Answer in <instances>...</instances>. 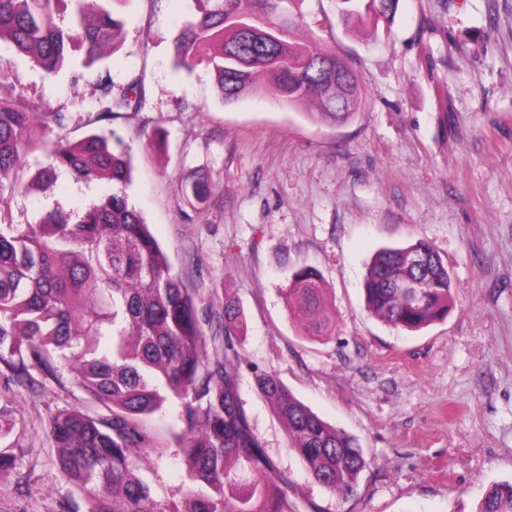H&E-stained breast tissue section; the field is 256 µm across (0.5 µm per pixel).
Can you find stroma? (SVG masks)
I'll return each mask as SVG.
<instances>
[{
  "instance_id": "obj_1",
  "label": "stroma",
  "mask_w": 512,
  "mask_h": 512,
  "mask_svg": "<svg viewBox=\"0 0 512 512\" xmlns=\"http://www.w3.org/2000/svg\"><path fill=\"white\" fill-rule=\"evenodd\" d=\"M112 10L122 46L93 67L75 44L52 76L1 47L0 96L68 113L76 140L98 73L119 85L141 78L140 110L111 122L131 148V204L186 288L238 303L247 360L365 452L355 493H330L288 453L285 423L243 373L252 429L296 497L321 512H474L488 486L512 481V0H398L391 23L351 32L336 0H305L300 37L347 62L363 88L357 114L336 125L265 93L227 103L205 68L175 70L173 41L194 0H117ZM196 181L213 186L205 203L184 192ZM108 190L62 174L15 193L4 216L34 224ZM419 240L447 264L452 301L446 317L409 333L371 316L363 288L377 250ZM307 265L332 319L321 336L285 299ZM66 408L111 415L66 367L33 387L0 377L17 458L0 476V512H88L49 434ZM142 425L141 475L158 499L180 498L178 421L167 410Z\"/></svg>"
}]
</instances>
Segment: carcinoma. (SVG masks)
<instances>
[{
    "label": "carcinoma",
    "instance_id": "obj_1",
    "mask_svg": "<svg viewBox=\"0 0 512 512\" xmlns=\"http://www.w3.org/2000/svg\"><path fill=\"white\" fill-rule=\"evenodd\" d=\"M57 0H0V45L28 56L52 74L78 43L85 63L117 50L122 22L104 0H72L71 26L55 22ZM197 14L173 42L175 66H204L226 101L266 90L291 107L313 101L310 116L350 120L362 91L348 64L293 38L305 0H195ZM398 0H340L347 21L394 17ZM266 83H255V74ZM95 124L138 110L140 78L118 92L110 72L97 75ZM66 115L45 110L40 120L0 98V208L5 191L29 190L67 171L78 180H104L109 194L80 215L59 208L36 224H0V364L21 379L35 368L53 375L70 367L79 387L108 406L94 419L65 410L49 422L58 460L87 493L88 512H318L293 496L294 482L253 433L240 403L243 369L288 427V452L333 494L351 495L367 465L359 441L311 411L276 373L247 361L234 337L243 326L236 303L218 291L197 298L173 273L168 256L129 204L131 149L114 132L93 130L77 141L63 133ZM43 148L46 164L18 182L25 155ZM322 278L295 271L288 303L310 316L306 330L327 331L320 318ZM448 265L426 241L379 250L365 281L371 314L388 325L419 331L448 313ZM218 318L219 330L204 325ZM170 404L184 467L182 499L159 500L137 472L134 453L147 447L139 418ZM476 512H512V481L491 485Z\"/></svg>",
    "mask_w": 512,
    "mask_h": 512
}]
</instances>
